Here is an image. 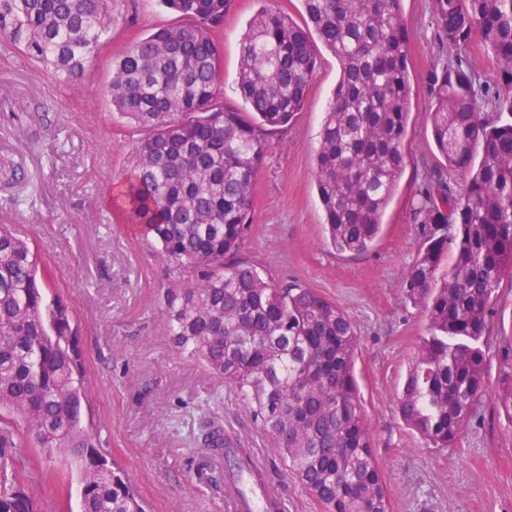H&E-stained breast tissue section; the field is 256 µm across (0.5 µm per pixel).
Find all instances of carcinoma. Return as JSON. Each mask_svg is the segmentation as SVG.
Here are the masks:
<instances>
[{
	"label": "carcinoma",
	"mask_w": 512,
	"mask_h": 512,
	"mask_svg": "<svg viewBox=\"0 0 512 512\" xmlns=\"http://www.w3.org/2000/svg\"><path fill=\"white\" fill-rule=\"evenodd\" d=\"M181 24L129 43L112 59V107L142 132L113 202L160 245L177 279L165 320L173 347L237 387L271 438L272 451L324 512H391L355 375L360 336L333 302L310 288L278 286L236 258L250 229L252 190L268 137L303 111L315 42L339 76L316 153L317 191L340 253L367 251L404 167L410 112L401 0H301L306 19L262 7L239 47L237 89L248 111L221 102L222 52L214 29L231 0H162ZM441 43L479 42L499 65L495 114L462 59L432 72L439 168L426 176L414 218L424 241L399 282L428 312L429 332L409 363L397 408L434 448H449L487 393L486 330L512 280V0H432ZM120 17L110 0H0V36L72 82ZM453 254L448 274L438 275ZM38 256L13 225L0 224V512H34L16 455L25 439L83 459L79 512H144L136 493L92 447L82 425L81 355L70 317L45 299ZM512 422V374L495 394ZM235 447L215 427L202 441Z\"/></svg>",
	"instance_id": "obj_1"
}]
</instances>
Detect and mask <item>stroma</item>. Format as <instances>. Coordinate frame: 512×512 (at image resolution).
<instances>
[{
  "mask_svg": "<svg viewBox=\"0 0 512 512\" xmlns=\"http://www.w3.org/2000/svg\"><path fill=\"white\" fill-rule=\"evenodd\" d=\"M258 0H232L217 37L226 104L238 107L239 43ZM123 18L82 77L59 82L0 39V223L14 225L39 255L49 288L71 316L85 367L83 425L97 454L122 473L146 512H224V457L199 449L204 424L222 426L250 449L287 512L323 508L274 454L237 389L179 355L164 311L176 274L152 239L111 202L126 176L139 131L106 93L111 61L156 28L178 24L159 0H115ZM407 32L411 109L405 166L378 241L349 255L331 245L315 181L323 113L339 64L317 52L307 105L273 133L257 173L251 227L238 253L281 284L317 290L357 326L356 371L392 512H512V423L492 400L451 448L427 447L400 419L396 397L428 329L427 314L399 281L423 243L414 220L428 167L442 165L432 135L430 77L452 57L441 45L431 0H401ZM488 392L512 372V288L500 291L489 321ZM24 489L41 512H78V470L40 448L18 451Z\"/></svg>",
  "mask_w": 512,
  "mask_h": 512,
  "instance_id": "35a3bbf8",
  "label": "stroma"
}]
</instances>
